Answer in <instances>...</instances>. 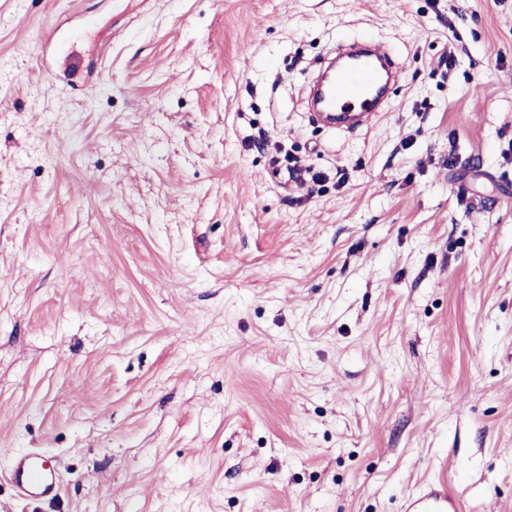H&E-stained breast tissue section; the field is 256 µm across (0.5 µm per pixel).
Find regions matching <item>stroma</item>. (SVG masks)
<instances>
[{"label": "stroma", "mask_w": 512, "mask_h": 512, "mask_svg": "<svg viewBox=\"0 0 512 512\" xmlns=\"http://www.w3.org/2000/svg\"><path fill=\"white\" fill-rule=\"evenodd\" d=\"M89 19L85 97L37 53ZM364 39L387 112L312 123ZM33 449L54 500L4 474ZM440 473L512 512V0H0V512H401Z\"/></svg>", "instance_id": "obj_1"}]
</instances>
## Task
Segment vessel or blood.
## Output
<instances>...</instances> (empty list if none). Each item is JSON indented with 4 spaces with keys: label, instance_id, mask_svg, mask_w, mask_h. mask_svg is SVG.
I'll return each instance as SVG.
<instances>
[{
    "label": "vessel or blood",
    "instance_id": "obj_1",
    "mask_svg": "<svg viewBox=\"0 0 512 512\" xmlns=\"http://www.w3.org/2000/svg\"><path fill=\"white\" fill-rule=\"evenodd\" d=\"M397 78V69L377 47L349 52L347 63H329L317 77L311 90L310 118L333 126L370 125ZM8 477L27 500L52 499L61 491L53 457L37 451L15 458ZM402 512H461V504L449 491L446 479L439 477L410 494Z\"/></svg>",
    "mask_w": 512,
    "mask_h": 512
}]
</instances>
